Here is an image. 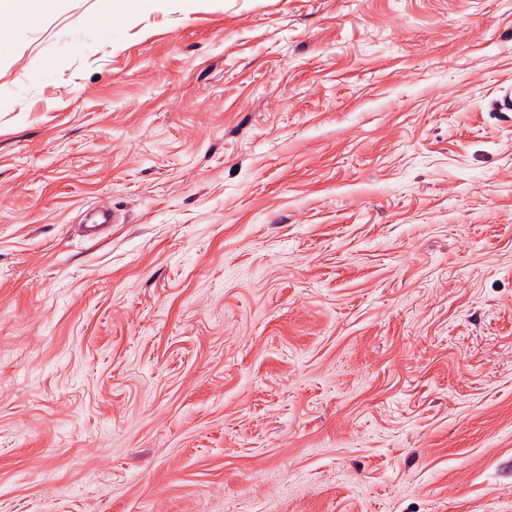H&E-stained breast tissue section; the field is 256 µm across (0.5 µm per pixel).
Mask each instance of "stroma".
Instances as JSON below:
<instances>
[{"label":"stroma","instance_id":"1","mask_svg":"<svg viewBox=\"0 0 512 512\" xmlns=\"http://www.w3.org/2000/svg\"><path fill=\"white\" fill-rule=\"evenodd\" d=\"M104 8L0 31V512H512V0ZM109 5L108 9L103 11L95 20L96 26L104 33H108L112 28V20L114 19V4L124 12H133L139 7L142 0H105Z\"/></svg>","mask_w":512,"mask_h":512}]
</instances>
